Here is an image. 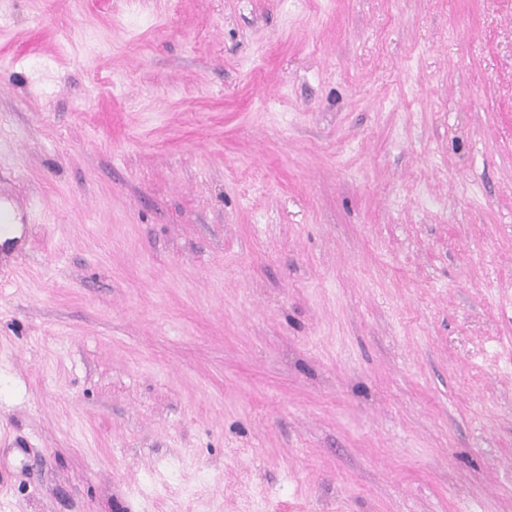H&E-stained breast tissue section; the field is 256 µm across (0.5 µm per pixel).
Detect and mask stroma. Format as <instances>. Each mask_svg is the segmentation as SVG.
I'll list each match as a JSON object with an SVG mask.
<instances>
[{
	"label": "stroma",
	"instance_id": "1",
	"mask_svg": "<svg viewBox=\"0 0 512 512\" xmlns=\"http://www.w3.org/2000/svg\"><path fill=\"white\" fill-rule=\"evenodd\" d=\"M0 512H512V0H0ZM14 223V216L11 211L2 207L0 204V255H8L13 251L25 245V239H16L7 237L2 241V238L9 233L11 226Z\"/></svg>",
	"mask_w": 512,
	"mask_h": 512
}]
</instances>
